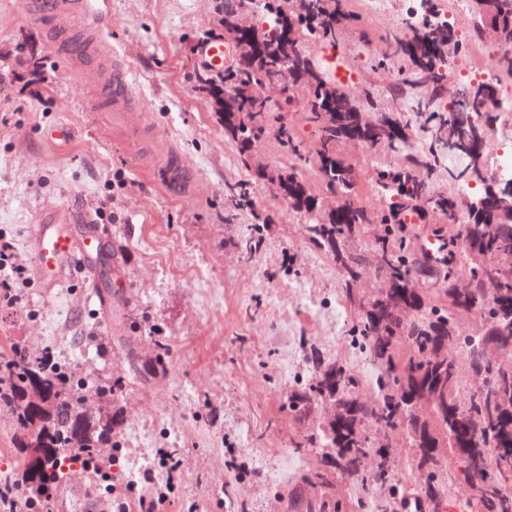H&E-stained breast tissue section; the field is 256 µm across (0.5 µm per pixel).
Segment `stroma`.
<instances>
[{"label": "stroma", "instance_id": "1", "mask_svg": "<svg viewBox=\"0 0 512 512\" xmlns=\"http://www.w3.org/2000/svg\"><path fill=\"white\" fill-rule=\"evenodd\" d=\"M26 0H0V230L6 231L26 264H33L29 233L44 212L95 213L100 198L112 200L105 220L95 273L68 270L62 283L47 288L32 279L23 300H0V353L12 347L38 357L61 352L96 381L122 378L115 403L124 412L118 430L122 449L101 454L112 459V485L128 492L130 512L153 501V512H310L319 488L304 474L322 466L319 449H296L313 421L288 414L289 394L313 375V360H342L372 378L364 355L346 334L358 314L342 295L335 262L309 244L303 214L279 197L258 168L278 173L293 166L274 135H265L243 160L208 97L198 88L207 71L200 48L224 33L215 0H92L97 39L110 57L130 72L132 92L148 127L172 144L189 170L192 193L161 186L145 168L148 142L125 140L111 109L94 108L83 85L85 72L101 62L84 58L65 64L51 49L44 23ZM468 47L455 62L437 101L447 106L458 85L477 80L476 49L490 42L476 34L472 18L454 0H439ZM358 16L336 49L308 46L316 62L335 56L353 79L348 91H372L379 111L403 117L405 101L416 90H398L395 72L378 68L374 58L387 48L390 34L408 36L405 0H387L384 15L365 16L361 0H346ZM43 58L37 76L27 74L19 43ZM279 117L308 146L317 129L301 107L305 93L279 87L266 91ZM296 105L285 108L286 98ZM74 130L66 142L43 132L57 122ZM427 139L416 128L411 143L395 152L344 146L343 155L359 171L357 199L369 209L386 200L377 191L376 167L396 164L419 151ZM246 183L252 205L233 223L224 221V191ZM270 216L251 257L236 248L258 218ZM97 283L108 308L87 301ZM169 356L164 372L153 373L157 341ZM12 412L0 406V475L19 476L25 456ZM182 460L174 491L154 500L144 474L157 449ZM56 512H112V496L90 487L84 470L64 473L57 488Z\"/></svg>", "mask_w": 512, "mask_h": 512}]
</instances>
